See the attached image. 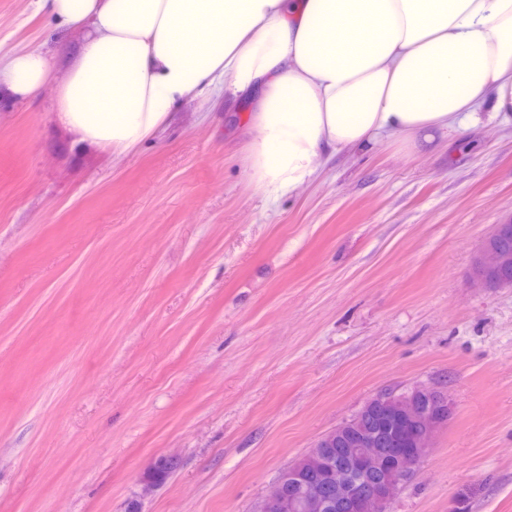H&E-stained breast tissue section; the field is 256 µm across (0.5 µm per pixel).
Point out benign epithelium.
I'll return each instance as SVG.
<instances>
[{"instance_id": "1", "label": "benign epithelium", "mask_w": 512, "mask_h": 512, "mask_svg": "<svg viewBox=\"0 0 512 512\" xmlns=\"http://www.w3.org/2000/svg\"><path fill=\"white\" fill-rule=\"evenodd\" d=\"M511 233L512 224L495 225L478 251L475 277L485 288L512 284V249L504 242ZM451 410L448 394L427 386L372 396L361 408L368 424L350 418L324 434L281 474L256 512H389ZM332 448L344 449L334 462L328 459ZM285 484L301 488L290 503L281 495Z\"/></svg>"}]
</instances>
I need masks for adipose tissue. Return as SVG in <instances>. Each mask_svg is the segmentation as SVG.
<instances>
[{
    "label": "adipose tissue",
    "mask_w": 512,
    "mask_h": 512,
    "mask_svg": "<svg viewBox=\"0 0 512 512\" xmlns=\"http://www.w3.org/2000/svg\"><path fill=\"white\" fill-rule=\"evenodd\" d=\"M78 31L72 64L0 50V88L27 100L59 81L56 120L122 154L184 100L257 99L248 175L277 197L343 150L398 137L427 151L454 133L512 126V0H33Z\"/></svg>",
    "instance_id": "ef3b65f1"
}]
</instances>
